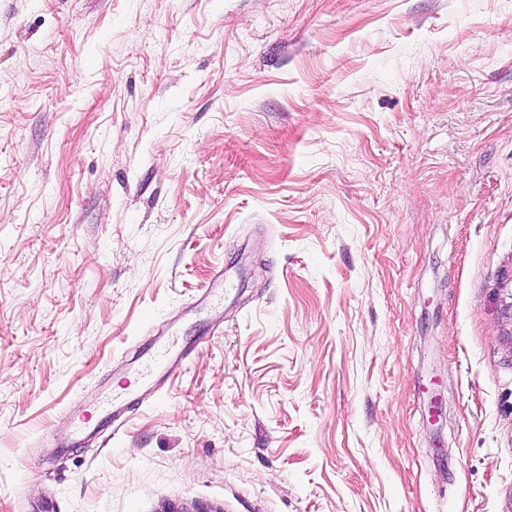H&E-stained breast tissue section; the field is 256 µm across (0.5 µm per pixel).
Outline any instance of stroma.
<instances>
[{
    "instance_id": "1",
    "label": "stroma",
    "mask_w": 512,
    "mask_h": 512,
    "mask_svg": "<svg viewBox=\"0 0 512 512\" xmlns=\"http://www.w3.org/2000/svg\"><path fill=\"white\" fill-rule=\"evenodd\" d=\"M510 273L512 0H0V512H512ZM231 287V281L224 272V268H217L212 271L210 279L205 291L203 292L204 305L201 307L203 311L208 313L215 312L220 305L219 291ZM178 349V341L173 336L168 342L143 352L144 359L137 377L138 385L103 396L91 404L93 413L100 419L116 421L121 416L129 396L137 395L142 388H153L154 379L158 374L171 375L173 357Z\"/></svg>"
}]
</instances>
